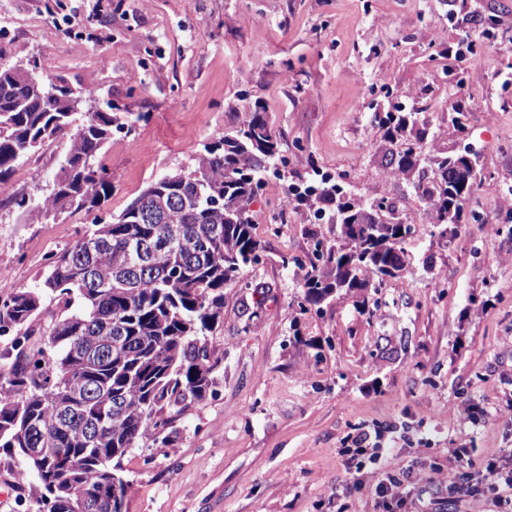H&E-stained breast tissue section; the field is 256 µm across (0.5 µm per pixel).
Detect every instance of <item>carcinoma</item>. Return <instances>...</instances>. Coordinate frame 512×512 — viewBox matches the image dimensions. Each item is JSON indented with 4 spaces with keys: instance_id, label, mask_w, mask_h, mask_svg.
Wrapping results in <instances>:
<instances>
[{
    "instance_id": "obj_1",
    "label": "carcinoma",
    "mask_w": 512,
    "mask_h": 512,
    "mask_svg": "<svg viewBox=\"0 0 512 512\" xmlns=\"http://www.w3.org/2000/svg\"><path fill=\"white\" fill-rule=\"evenodd\" d=\"M407 116L380 124L423 152L427 130L417 113ZM126 121L70 108L51 77L35 85L0 68V192L22 161L62 144L52 189L34 198L14 192L9 203L54 219L101 209L112 174L99 156ZM277 154L266 113H250L205 144L192 170L152 181L115 218L95 216L47 256L35 287L0 293V336L11 337L0 350V477L17 483L29 512H119L128 451L177 447L176 423L215 394L222 357L206 336L223 319L224 290L258 257L251 205ZM420 167L430 175L412 188L440 221L458 180L438 157ZM312 192L333 205L334 222L346 206L336 185ZM377 206L358 201L357 252L337 239L314 241L306 303L330 300L341 277L376 289L404 270L401 226L363 222ZM51 303L57 314L35 340ZM29 448L51 452L38 458Z\"/></svg>"
}]
</instances>
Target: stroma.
Listing matches in <instances>:
<instances>
[{
	"instance_id": "stroma-1",
	"label": "stroma",
	"mask_w": 512,
	"mask_h": 512,
	"mask_svg": "<svg viewBox=\"0 0 512 512\" xmlns=\"http://www.w3.org/2000/svg\"><path fill=\"white\" fill-rule=\"evenodd\" d=\"M28 56L129 117L100 155L101 216L192 169L257 108L279 142L280 174L252 206L259 261L207 336L224 356L216 394L179 422L177 450H129L123 512H375L373 464L345 466L362 431L393 441L443 498L450 449L512 448V0H0V67ZM397 102L419 112L427 153H479L446 235L389 162L375 116ZM321 170L391 202L413 232L402 276L304 313L312 240L336 227L277 204ZM91 220L0 207V279L35 286L45 255ZM466 400L481 409L471 421Z\"/></svg>"
}]
</instances>
